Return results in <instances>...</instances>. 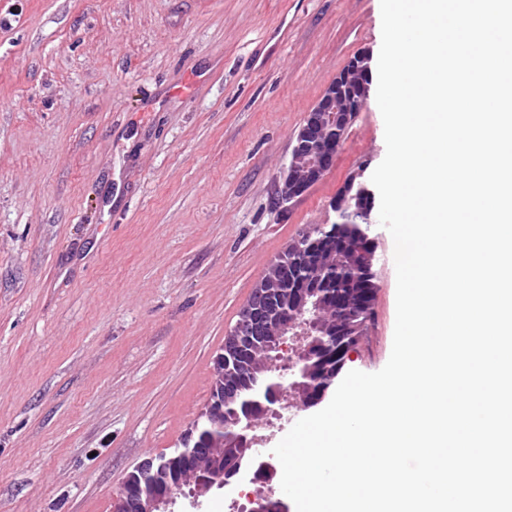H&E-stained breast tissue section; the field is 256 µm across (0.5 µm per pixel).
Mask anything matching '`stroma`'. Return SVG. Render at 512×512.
Masks as SVG:
<instances>
[{"mask_svg": "<svg viewBox=\"0 0 512 512\" xmlns=\"http://www.w3.org/2000/svg\"><path fill=\"white\" fill-rule=\"evenodd\" d=\"M380 0H0V512H112L172 453L255 284L386 154L369 99L324 179L278 188ZM347 370L389 360L394 242Z\"/></svg>", "mask_w": 512, "mask_h": 512, "instance_id": "stroma-1", "label": "stroma"}]
</instances>
